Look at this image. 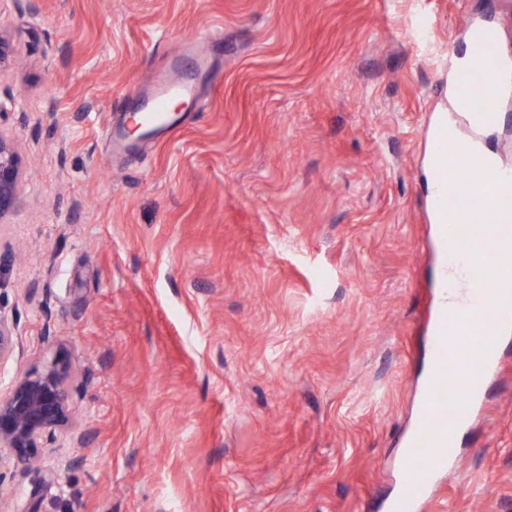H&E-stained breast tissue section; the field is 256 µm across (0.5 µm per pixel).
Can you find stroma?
<instances>
[{
	"label": "stroma",
	"mask_w": 512,
	"mask_h": 512,
	"mask_svg": "<svg viewBox=\"0 0 512 512\" xmlns=\"http://www.w3.org/2000/svg\"><path fill=\"white\" fill-rule=\"evenodd\" d=\"M470 18L512 54V0H0V397L72 369L0 512H386L435 304L422 129ZM212 33L179 129L113 153ZM460 453L427 512H512V345ZM21 178V157L14 146L0 135V218L17 206ZM17 328L0 315V367L14 358L18 339Z\"/></svg>",
	"instance_id": "1"
}]
</instances>
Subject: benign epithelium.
<instances>
[{"label":"benign epithelium","instance_id":"1","mask_svg":"<svg viewBox=\"0 0 512 512\" xmlns=\"http://www.w3.org/2000/svg\"><path fill=\"white\" fill-rule=\"evenodd\" d=\"M22 178V160L14 146L0 136V219L17 206ZM17 328L0 316V366L14 358ZM69 365L54 360L12 382L0 399V447L14 450L29 466L43 439L54 435L67 420Z\"/></svg>","mask_w":512,"mask_h":512}]
</instances>
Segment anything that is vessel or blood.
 <instances>
[{
  "instance_id": "obj_1",
  "label": "vessel or blood",
  "mask_w": 512,
  "mask_h": 512,
  "mask_svg": "<svg viewBox=\"0 0 512 512\" xmlns=\"http://www.w3.org/2000/svg\"><path fill=\"white\" fill-rule=\"evenodd\" d=\"M451 89L461 111L427 131L441 154L430 207L435 264L432 283L454 305L439 303L427 336L428 370L420 385L423 413L405 439L402 477L389 512H421L436 478L456 464L458 433L484 403L486 381L512 344V166L494 160L484 134L499 124L512 90V56L494 42L471 40L449 53ZM145 129L170 133V99H190L195 87L181 62L157 77ZM474 177L459 180L456 167Z\"/></svg>"
}]
</instances>
